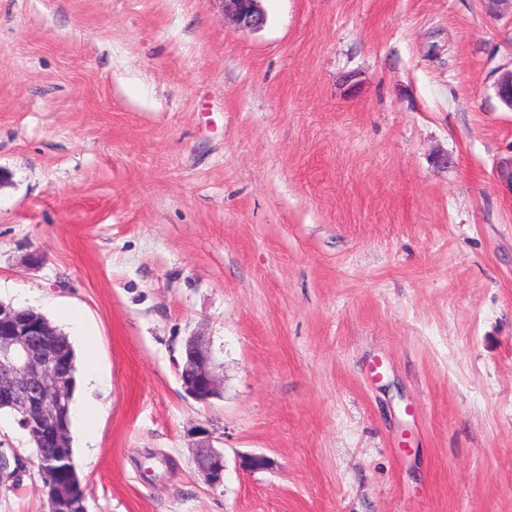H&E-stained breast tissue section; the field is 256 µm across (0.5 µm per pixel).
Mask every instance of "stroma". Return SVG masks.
<instances>
[{"label":"stroma","mask_w":512,"mask_h":512,"mask_svg":"<svg viewBox=\"0 0 512 512\" xmlns=\"http://www.w3.org/2000/svg\"><path fill=\"white\" fill-rule=\"evenodd\" d=\"M261 7L244 30L223 0H0V301L98 377L88 512H512V16ZM0 451V512H47L5 412ZM186 370L180 380L191 398L206 402L217 396L219 381L214 373L210 349L201 336H190L185 342ZM194 462L204 480L212 487H217L224 482V453L215 449L210 443V437L206 430H201L199 440L196 443Z\"/></svg>","instance_id":"1"}]
</instances>
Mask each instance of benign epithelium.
Returning <instances> with one entry per match:
<instances>
[{
  "label": "benign epithelium",
  "instance_id": "benign-epithelium-1",
  "mask_svg": "<svg viewBox=\"0 0 512 512\" xmlns=\"http://www.w3.org/2000/svg\"><path fill=\"white\" fill-rule=\"evenodd\" d=\"M224 3L225 12L240 28L252 30L263 24L259 0ZM494 88L499 101L512 110V68L501 69ZM54 336L56 329L47 319L0 301V407L12 409L18 425L37 440L43 467L69 464L62 448L70 437L63 413L71 399V377ZM184 357L186 370L180 375L184 392L200 402L217 396L219 381L203 338L189 337ZM194 462L210 486L223 484L224 453L211 445L205 430L199 433ZM48 487L50 499L75 507L66 484Z\"/></svg>",
  "mask_w": 512,
  "mask_h": 512
}]
</instances>
